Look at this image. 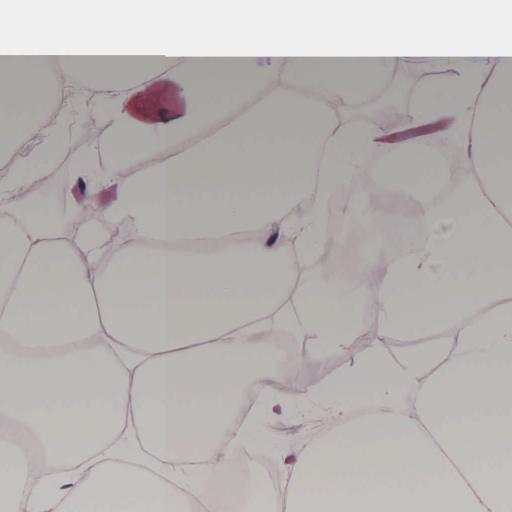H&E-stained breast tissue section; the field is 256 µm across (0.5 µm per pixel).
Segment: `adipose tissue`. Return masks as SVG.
<instances>
[{
	"label": "adipose tissue",
	"instance_id": "1",
	"mask_svg": "<svg viewBox=\"0 0 512 512\" xmlns=\"http://www.w3.org/2000/svg\"><path fill=\"white\" fill-rule=\"evenodd\" d=\"M109 73L112 129L74 157L81 198L16 194L66 144L36 117L48 69ZM429 62L422 125L456 115L448 164L338 121L337 95ZM40 149L0 182V503L25 512H512V0H0V142ZM383 151L416 186L409 206L366 196L365 226L429 227L395 265L364 254L355 294L299 282L277 252L313 260L320 202ZM81 228L70 237L66 225ZM398 364L374 348L310 398L367 415L295 450L284 477L224 469L254 434L224 425L295 323L323 359L369 305ZM455 322V346L440 339ZM188 452L201 471L171 468ZM422 68H432V67L422 66V65H414V64L405 65V66L400 67L399 69L395 70L397 72H394V71L387 72L386 74H384L382 80H392L393 81L395 78L400 77L398 72H406V71H411V70H422ZM442 70H445L454 76L455 84L458 82V74L454 70L449 69V68L442 69ZM422 71L423 72H417V73H412V74L407 75L406 80L411 82L415 86H421V85H423L431 80H434V79H445L448 81L451 79V76H449L447 72L428 70V69H424Z\"/></svg>",
	"mask_w": 512,
	"mask_h": 512
}]
</instances>
